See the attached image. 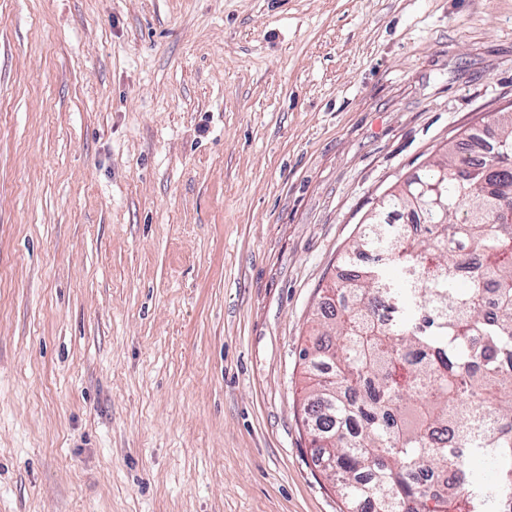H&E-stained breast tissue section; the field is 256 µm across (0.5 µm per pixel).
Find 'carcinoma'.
<instances>
[{"mask_svg": "<svg viewBox=\"0 0 512 512\" xmlns=\"http://www.w3.org/2000/svg\"><path fill=\"white\" fill-rule=\"evenodd\" d=\"M405 211L417 224L395 226ZM367 252L372 265L328 289L336 307L300 352L322 470L346 512H512V113L481 160L448 150L387 192L344 263ZM473 258L468 277L448 274ZM476 458L495 463L494 485ZM437 470L451 478L434 493Z\"/></svg>", "mask_w": 512, "mask_h": 512, "instance_id": "obj_1", "label": "carcinoma"}]
</instances>
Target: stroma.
<instances>
[{
	"instance_id": "stroma-1",
	"label": "stroma",
	"mask_w": 512,
	"mask_h": 512,
	"mask_svg": "<svg viewBox=\"0 0 512 512\" xmlns=\"http://www.w3.org/2000/svg\"><path fill=\"white\" fill-rule=\"evenodd\" d=\"M511 110L512 0H0V512H342L323 290Z\"/></svg>"
}]
</instances>
